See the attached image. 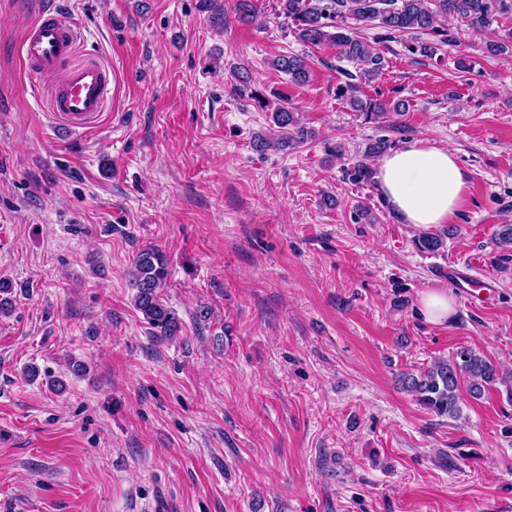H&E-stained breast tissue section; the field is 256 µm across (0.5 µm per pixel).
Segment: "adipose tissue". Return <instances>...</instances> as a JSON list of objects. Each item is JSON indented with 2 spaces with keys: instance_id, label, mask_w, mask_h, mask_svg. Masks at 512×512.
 <instances>
[{
  "instance_id": "1",
  "label": "adipose tissue",
  "mask_w": 512,
  "mask_h": 512,
  "mask_svg": "<svg viewBox=\"0 0 512 512\" xmlns=\"http://www.w3.org/2000/svg\"><path fill=\"white\" fill-rule=\"evenodd\" d=\"M379 193L408 224L429 227L453 223L468 198V180L449 146L415 140L374 163Z\"/></svg>"
}]
</instances>
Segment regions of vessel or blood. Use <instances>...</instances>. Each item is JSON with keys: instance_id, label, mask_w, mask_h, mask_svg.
Returning a JSON list of instances; mask_svg holds the SVG:
<instances>
[{"instance_id": "b4317fda", "label": "vessel or blood", "mask_w": 512, "mask_h": 512, "mask_svg": "<svg viewBox=\"0 0 512 512\" xmlns=\"http://www.w3.org/2000/svg\"><path fill=\"white\" fill-rule=\"evenodd\" d=\"M81 34L67 13L42 9L28 26L21 54L31 73L48 74L72 56ZM109 99V72L98 61L88 60L71 69L54 90L49 108L63 125L75 130L95 128Z\"/></svg>"}]
</instances>
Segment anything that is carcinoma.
<instances>
[{
    "label": "carcinoma",
    "mask_w": 512,
    "mask_h": 512,
    "mask_svg": "<svg viewBox=\"0 0 512 512\" xmlns=\"http://www.w3.org/2000/svg\"><path fill=\"white\" fill-rule=\"evenodd\" d=\"M278 3L279 14L294 24L299 40L314 46L335 47L340 56L360 66L362 75L368 79L379 74L383 57L375 47L351 34L346 26L350 18L369 26L376 25L389 36L433 33L439 36L438 41L418 42L408 47L413 55L431 58L437 54L439 45L456 40L454 33L440 20L455 19L481 36L499 24L501 18L512 15V0H278ZM510 48L512 29L485 43L486 53L490 55H498ZM274 67L288 74L296 84H304L309 79L308 66L300 57L281 55L275 60ZM359 92L360 86L354 82L348 81L341 87V96L353 109L374 120L407 109L402 99L395 101L369 96L363 99ZM272 119L280 129L279 144L282 146L303 142L311 136V132L299 123L296 113L287 107L277 109ZM346 172L356 183L373 182L371 169L362 161L351 164ZM414 244L421 253L435 254L444 248L445 233H422L414 239ZM168 276L167 259L155 247L142 249L132 260L129 277L133 306L160 340L176 338L183 328L181 319L162 297ZM497 381L499 373L495 366L468 347L424 370L404 371L398 376L400 388L414 396L420 405L438 417L450 418L461 414L462 383H468L470 396L478 399Z\"/></svg>",
    "instance_id": "cac0c4a2"
}]
</instances>
